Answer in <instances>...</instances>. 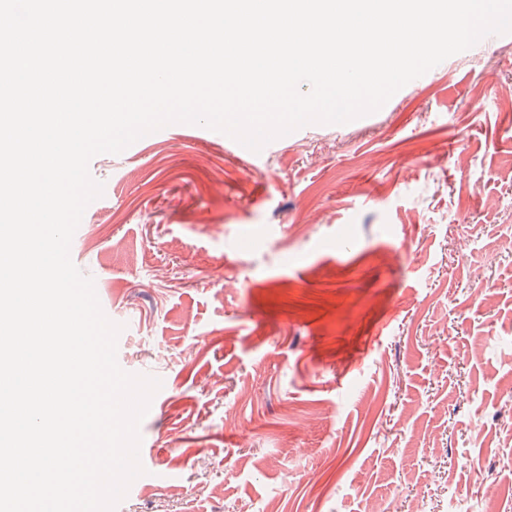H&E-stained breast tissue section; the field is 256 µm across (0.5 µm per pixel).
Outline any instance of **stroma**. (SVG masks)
I'll use <instances>...</instances> for the list:
<instances>
[{
	"mask_svg": "<svg viewBox=\"0 0 512 512\" xmlns=\"http://www.w3.org/2000/svg\"><path fill=\"white\" fill-rule=\"evenodd\" d=\"M89 169L73 258L119 366L162 382L153 478L116 512H483L512 488V34L258 153L173 124Z\"/></svg>",
	"mask_w": 512,
	"mask_h": 512,
	"instance_id": "1",
	"label": "stroma"
}]
</instances>
